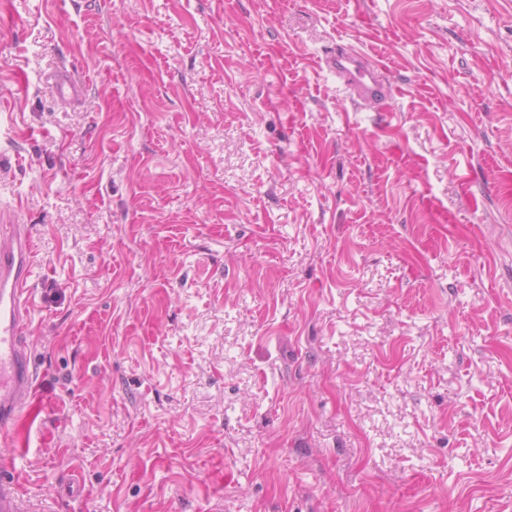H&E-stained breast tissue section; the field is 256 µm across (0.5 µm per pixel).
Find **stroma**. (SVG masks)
<instances>
[{
  "instance_id": "obj_1",
  "label": "stroma",
  "mask_w": 512,
  "mask_h": 512,
  "mask_svg": "<svg viewBox=\"0 0 512 512\" xmlns=\"http://www.w3.org/2000/svg\"><path fill=\"white\" fill-rule=\"evenodd\" d=\"M1 210L23 512H512V0H0ZM325 65L342 79L357 104H379L391 96V86L383 77L382 66L370 61L362 52L336 47V52L326 56ZM0 427L14 423L38 393V376L26 345L36 266L25 224L4 221L0 213Z\"/></svg>"
}]
</instances>
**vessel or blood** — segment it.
<instances>
[{
	"instance_id": "1",
	"label": "vessel or blood",
	"mask_w": 512,
	"mask_h": 512,
	"mask_svg": "<svg viewBox=\"0 0 512 512\" xmlns=\"http://www.w3.org/2000/svg\"><path fill=\"white\" fill-rule=\"evenodd\" d=\"M356 103L385 102L391 86L380 64L359 51L337 49L325 58ZM36 266L28 226L0 223V427L14 423L38 393V376L26 345L33 300L31 278ZM19 473L14 454L0 455V512H21Z\"/></svg>"
}]
</instances>
